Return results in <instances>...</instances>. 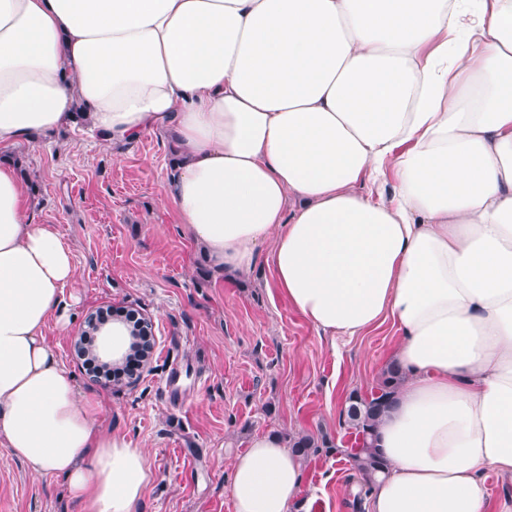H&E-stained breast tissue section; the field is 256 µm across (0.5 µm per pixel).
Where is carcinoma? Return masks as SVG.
<instances>
[{
    "instance_id": "carcinoma-1",
    "label": "carcinoma",
    "mask_w": 512,
    "mask_h": 512,
    "mask_svg": "<svg viewBox=\"0 0 512 512\" xmlns=\"http://www.w3.org/2000/svg\"><path fill=\"white\" fill-rule=\"evenodd\" d=\"M401 380L402 374L393 365L383 373L375 393L366 397L354 392L349 397L346 422L348 428L353 430L356 445L349 458L352 469L362 480L361 489L355 496L358 504L372 491L376 474L386 467V461L378 453L375 445L376 429L383 416L391 409L396 386ZM283 439L303 461L324 450L331 452L338 449L334 441L325 434L319 437L304 433L288 434L283 436Z\"/></svg>"
}]
</instances>
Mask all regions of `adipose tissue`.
I'll use <instances>...</instances> for the list:
<instances>
[{"mask_svg": "<svg viewBox=\"0 0 512 512\" xmlns=\"http://www.w3.org/2000/svg\"><path fill=\"white\" fill-rule=\"evenodd\" d=\"M182 158L164 200L219 273L269 249L312 325L384 319L404 374L370 512H489L512 476V0H0V148L76 125ZM391 171L390 199L362 193ZM0 162V445L80 512H134L155 472L97 423L44 333L72 248ZM233 512H289L302 461L233 458ZM488 479L494 480L493 487L489 486ZM478 480L489 500L490 512H499L503 504L512 503V477L484 469L479 472Z\"/></svg>", "mask_w": 512, "mask_h": 512, "instance_id": "adipose-tissue-1", "label": "adipose tissue"}]
</instances>
